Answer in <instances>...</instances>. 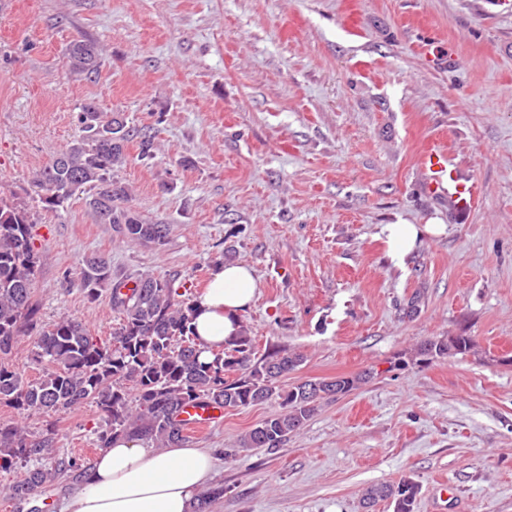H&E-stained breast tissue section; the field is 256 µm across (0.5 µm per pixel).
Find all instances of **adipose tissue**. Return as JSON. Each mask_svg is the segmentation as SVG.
I'll list each match as a JSON object with an SVG mask.
<instances>
[{"mask_svg":"<svg viewBox=\"0 0 512 512\" xmlns=\"http://www.w3.org/2000/svg\"><path fill=\"white\" fill-rule=\"evenodd\" d=\"M258 288L249 266L213 268L193 300L191 325L201 360H210L236 338L240 314ZM218 470V456L206 448L182 444L158 450L138 439L119 438L90 462L59 512H194L200 489L215 481Z\"/></svg>","mask_w":512,"mask_h":512,"instance_id":"adipose-tissue-1","label":"adipose tissue"}]
</instances>
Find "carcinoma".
I'll return each mask as SVG.
<instances>
[{"label":"carcinoma","instance_id":"obj_1","mask_svg":"<svg viewBox=\"0 0 512 512\" xmlns=\"http://www.w3.org/2000/svg\"><path fill=\"white\" fill-rule=\"evenodd\" d=\"M72 69L97 72L95 47L82 40L69 48ZM84 135L36 173L39 202L59 210L76 196L83 199L103 224H119L128 238L160 244L166 225L145 218L129 205L127 189L114 176L126 162L127 144L139 139V157L153 156L151 134L127 126L119 112L104 113L88 103L79 113ZM39 268L33 221L28 206L0 192V404L23 415L29 411L62 414L94 401L111 419L110 428L97 433L95 444L105 449L119 436L139 437L158 448L183 443L184 428L177 414L186 404L207 402L224 409L277 400L281 411L266 418L241 439L240 451L273 450L298 431L317 409L320 400L357 388L367 375L306 380L287 388L279 379L296 370L304 357L286 349L252 362L253 340L241 328L226 351L199 360L197 338L190 329L191 301L179 294L173 280L142 273L135 285L112 282L108 262L96 255L78 261L77 278L87 299L96 300L112 285V307L119 314L112 342L100 343L85 325L61 319L40 327L39 306L33 288ZM39 330L35 361L45 365L35 382H25L5 363L16 336ZM469 336H439L424 340L412 357L424 362L471 351ZM238 372L228 381L224 375ZM55 430L31 435L14 419L0 421V471L27 464L24 478L12 488L23 498L68 475L78 479L84 463L76 458L47 468L42 462L55 456ZM419 485L410 476L396 483L366 489L363 503L380 500L394 504V512H414Z\"/></svg>","mask_w":512,"mask_h":512}]
</instances>
